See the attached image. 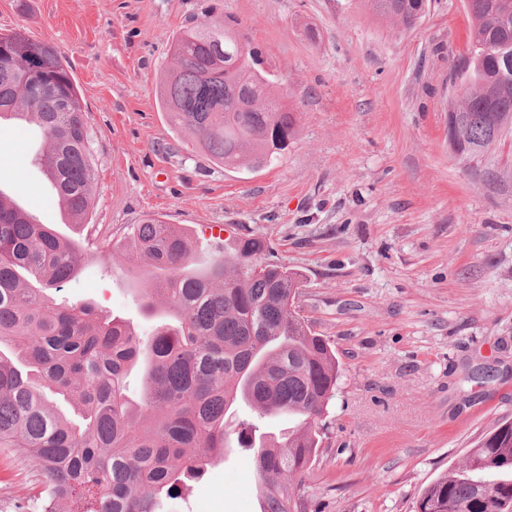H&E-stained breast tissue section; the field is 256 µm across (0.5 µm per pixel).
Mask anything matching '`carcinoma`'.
<instances>
[{
  "label": "carcinoma",
  "instance_id": "1",
  "mask_svg": "<svg viewBox=\"0 0 512 512\" xmlns=\"http://www.w3.org/2000/svg\"><path fill=\"white\" fill-rule=\"evenodd\" d=\"M396 28H416L424 0H367ZM468 42L452 61L462 91L448 113L458 156L482 158L512 129V0H466ZM222 21L194 23L172 40L160 105L193 148L226 169L276 165L297 133V113L270 68ZM38 127L45 174L59 208L88 221L95 195L92 135L75 80L58 51L21 28L0 35V116ZM126 270L156 321L144 333L90 304L53 294L86 261L109 265L112 244L86 252L29 218L0 190V447L43 472L41 512H159L236 440L254 454L264 512H310L305 474L339 367L297 306L301 281L268 258L258 235L224 240L200 262L178 224L147 214L128 228ZM142 370L140 401L127 377ZM72 404L77 419L51 397ZM240 403L286 415L288 436L255 437L228 418ZM417 512H512V421L489 431L462 465L423 492Z\"/></svg>",
  "mask_w": 512,
  "mask_h": 512
}]
</instances>
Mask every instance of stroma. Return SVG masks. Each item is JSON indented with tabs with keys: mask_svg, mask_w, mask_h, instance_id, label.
<instances>
[{
	"mask_svg": "<svg viewBox=\"0 0 512 512\" xmlns=\"http://www.w3.org/2000/svg\"><path fill=\"white\" fill-rule=\"evenodd\" d=\"M208 16L272 65L298 112L274 167L224 169L159 109L174 33ZM17 28L72 70L93 133L88 221L115 247L110 269L84 265L61 299L153 323L120 247L147 214L185 227L206 256L220 246L211 226L261 235L302 274L303 314L340 372L306 475L313 512H416L512 421V131L478 162L448 147L464 0H428L409 32L363 0H0V33ZM40 145L32 128L0 132V189L65 236L31 162ZM251 473L249 452L218 456L161 512H256ZM41 479L0 448V512H37Z\"/></svg>",
	"mask_w": 512,
	"mask_h": 512,
	"instance_id": "stroma-1",
	"label": "stroma"
}]
</instances>
